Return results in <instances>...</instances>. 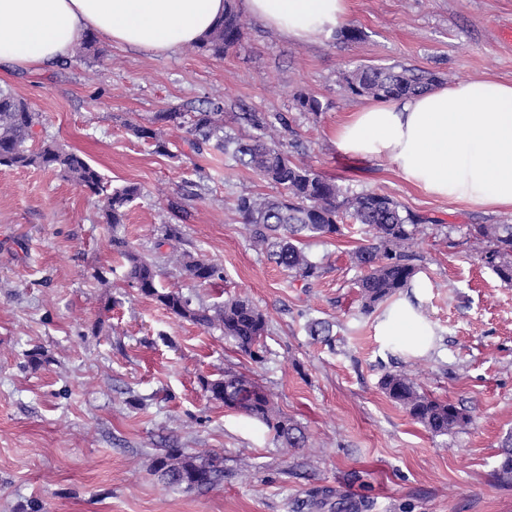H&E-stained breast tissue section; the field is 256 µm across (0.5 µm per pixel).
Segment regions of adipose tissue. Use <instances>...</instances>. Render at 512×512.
<instances>
[{
	"label": "adipose tissue",
	"mask_w": 512,
	"mask_h": 512,
	"mask_svg": "<svg viewBox=\"0 0 512 512\" xmlns=\"http://www.w3.org/2000/svg\"><path fill=\"white\" fill-rule=\"evenodd\" d=\"M286 40L305 43L349 19L348 0H245ZM224 0H0V65L30 69L65 58L87 31L162 54L196 42ZM336 145L390 159L435 196L512 208V84L460 81L365 106L336 131Z\"/></svg>",
	"instance_id": "adipose-tissue-1"
}]
</instances>
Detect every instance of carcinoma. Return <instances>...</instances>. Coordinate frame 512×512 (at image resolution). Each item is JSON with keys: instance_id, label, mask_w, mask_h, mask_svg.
I'll return each instance as SVG.
<instances>
[{"instance_id": "carcinoma-1", "label": "carcinoma", "mask_w": 512, "mask_h": 512, "mask_svg": "<svg viewBox=\"0 0 512 512\" xmlns=\"http://www.w3.org/2000/svg\"><path fill=\"white\" fill-rule=\"evenodd\" d=\"M243 24L234 0H225L224 15L195 47L216 57L239 45ZM436 81L434 75L403 66L361 65L348 77V88L357 96L399 98L421 93ZM40 113L22 99L0 89V167L43 168L56 171L64 179L100 198V219L112 225V252L123 268L124 282L156 301L173 316L205 328H219L256 362L261 361L268 320L246 297H231L206 305L180 288H161L162 265L135 250L119 235L131 204L141 197L135 184L108 188L101 172L81 154L66 151L53 142L40 149L27 147L32 129L40 123ZM256 133L246 139L224 134V106L209 102V108L185 112L171 107L156 120L185 130L184 142L196 154L209 146L249 168L259 179L276 188V193L242 194L234 201V211L245 224L251 246L266 254L294 277L312 284L322 273L321 266L305 251L306 242L342 234L349 219L363 224L368 243L354 253L358 265L366 269L358 283L361 310L369 313L404 289L413 287L421 256L412 250L421 218L392 198L376 192L350 194L309 166L293 159L288 135L292 133L285 116L243 114ZM470 233L484 244L479 260L507 286H512V224H473ZM181 232L176 224H165L155 244L170 252L160 254L165 264L197 285L222 278L221 269L211 261L178 248ZM209 397L229 410L241 411L258 420L273 433V439L289 448L308 447L302 426L280 413L273 394L244 373L226 371L224 376L203 383ZM380 389L402 407L417 423L435 436H448L471 422L466 407L441 401L424 392L405 371L385 373ZM154 472L169 487L191 491L213 488L224 482L223 458L212 451L191 454L168 448L153 462ZM503 485L512 484V438L505 441L494 470Z\"/></svg>"}]
</instances>
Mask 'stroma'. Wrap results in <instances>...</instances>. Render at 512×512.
I'll list each match as a JSON object with an SVG mask.
<instances>
[{"label":"stroma","instance_id":"35a3bbf8","mask_svg":"<svg viewBox=\"0 0 512 512\" xmlns=\"http://www.w3.org/2000/svg\"><path fill=\"white\" fill-rule=\"evenodd\" d=\"M349 26L309 43L287 41L235 0L245 24L224 57L185 45L155 55L96 40L40 71H0V88L42 121L28 145L53 141L81 153L111 187L142 189L122 234L150 254L162 225L182 229L183 249L220 266L204 287L166 275L163 287L207 304L248 296L268 319L266 353L254 362L224 338L175 318L115 273L112 229L99 199L44 169L0 168V512H333L313 502L331 489L352 512H512V486L494 469L512 433V287L478 260L474 224H512V209L439 198L408 182L384 157L336 146V128L370 104L346 78L356 66L401 64L442 84L512 81V0H350ZM323 110L300 108L299 95ZM224 103V132L251 135L242 112L281 113L302 143L299 161L353 192L389 196L423 217L414 246L423 261L415 302L430 334L422 352L385 331L381 312L357 301L352 254L361 225L310 242L323 267L312 286L251 246L233 210L243 193L273 188L231 158L191 152L184 130L154 123L170 106ZM155 127L177 156L157 152L126 122ZM104 279H97V272ZM334 324L314 341L310 320ZM40 350L42 363L27 354ZM267 386L304 426L309 445L282 448L262 424L209 400L204 381L224 371ZM404 370L433 397L464 405L473 421L435 437L381 391ZM208 448L224 458V483L166 487L152 468L165 448Z\"/></svg>","mask_w":512,"mask_h":512}]
</instances>
